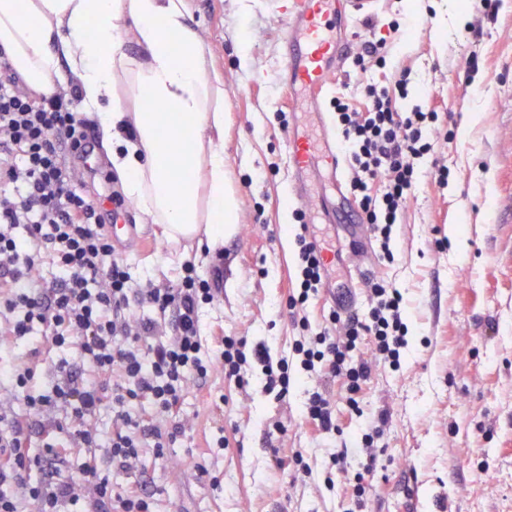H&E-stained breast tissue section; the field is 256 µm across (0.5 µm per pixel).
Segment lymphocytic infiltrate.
Returning a JSON list of instances; mask_svg holds the SVG:
<instances>
[{
	"label": "lymphocytic infiltrate",
	"instance_id": "obj_1",
	"mask_svg": "<svg viewBox=\"0 0 512 512\" xmlns=\"http://www.w3.org/2000/svg\"><path fill=\"white\" fill-rule=\"evenodd\" d=\"M409 71L394 84L361 83V104L331 99L336 130L348 162V189L379 257L395 260L394 228L412 197L422 160L440 131L435 106L396 107L408 95ZM76 92L39 95L12 73L0 51V347L28 336L44 348L75 350L39 370V351L25 362L0 360V512H153L154 493L138 478L144 456L167 461L168 448L186 435L182 406L205 382L213 363L237 386L260 370L264 390L286 401L295 374L346 386L345 412L362 421L368 463L349 472V451L331 449L322 471L328 489L335 473L348 474L356 507H363L387 412L365 416L359 394L371 374L360 359L370 345L375 361L399 369L409 341L399 289L371 283L362 312L341 316L344 333L313 329L307 308L320 295L322 248L308 234L302 212L295 235L298 274L287 307L297 331L288 355L272 358L243 336H217L203 344L198 310L215 290L187 265L180 283L133 285L104 231L105 210L85 188L70 157L88 159L94 145L76 107ZM109 412L108 434L93 425ZM43 451H32L33 439Z\"/></svg>",
	"mask_w": 512,
	"mask_h": 512
}]
</instances>
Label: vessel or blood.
Wrapping results in <instances>:
<instances>
[{
  "label": "vessel or blood",
  "mask_w": 512,
  "mask_h": 512,
  "mask_svg": "<svg viewBox=\"0 0 512 512\" xmlns=\"http://www.w3.org/2000/svg\"><path fill=\"white\" fill-rule=\"evenodd\" d=\"M375 4L376 0H289L281 40L283 68L290 75L288 98L294 110L321 109L348 55L352 23L371 18ZM287 142L288 194L301 211L309 209L308 182L319 172L331 186L320 200L322 213L334 224L360 225L361 215L346 192L345 160L331 131H324L318 145L304 128L294 126L287 131Z\"/></svg>",
  "instance_id": "obj_1"
}]
</instances>
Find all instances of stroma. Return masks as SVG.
I'll return each mask as SVG.
<instances>
[{"label": "stroma", "mask_w": 512, "mask_h": 512, "mask_svg": "<svg viewBox=\"0 0 512 512\" xmlns=\"http://www.w3.org/2000/svg\"><path fill=\"white\" fill-rule=\"evenodd\" d=\"M188 23L207 48V68L224 79V162L237 190L239 224L219 254L205 237L167 240L147 224L136 202L122 215L140 225L144 241L115 243L116 257L135 279L180 282L185 263L201 278L220 267V292L201 305L204 338L221 332L287 354L295 334L287 299L295 286L292 212L288 197L286 128L277 118L285 96L281 70L283 22L266 0H187ZM400 14L421 22L391 40L389 65L371 78L393 81L411 72L410 110L430 96L453 142H438L423 161L415 196L396 226L395 261L374 254L358 261L363 279L402 289L413 347L401 369L376 366L360 394L365 414L388 411L385 451L373 472L365 512H506L512 505V0L496 19L477 16L471 0H381L360 39L385 36ZM480 26L481 39L467 33ZM479 70L466 74V60ZM451 171L448 186L434 172ZM445 248H435V241ZM308 383L296 380L288 401L225 381L214 369L184 405L187 433L168 449V462L146 463L157 512H348L350 497L322 479L294 481L275 461L302 451L320 468L329 449L361 444L358 420L340 417V435L322 437L306 425ZM224 399L223 417L212 403ZM282 421L286 435L266 437ZM229 446L211 455L217 433ZM207 462L219 486L195 477Z\"/></svg>", "instance_id": "obj_1"}]
</instances>
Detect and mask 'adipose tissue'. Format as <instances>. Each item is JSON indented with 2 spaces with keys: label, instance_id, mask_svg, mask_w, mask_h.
Instances as JSON below:
<instances>
[{
  "label": "adipose tissue",
  "instance_id": "ef3b65f1",
  "mask_svg": "<svg viewBox=\"0 0 512 512\" xmlns=\"http://www.w3.org/2000/svg\"><path fill=\"white\" fill-rule=\"evenodd\" d=\"M187 0H0V47L36 93L76 82L123 191L170 240L210 249L239 219L224 166V83L187 21ZM145 51H124L126 40Z\"/></svg>",
  "mask_w": 512,
  "mask_h": 512
}]
</instances>
